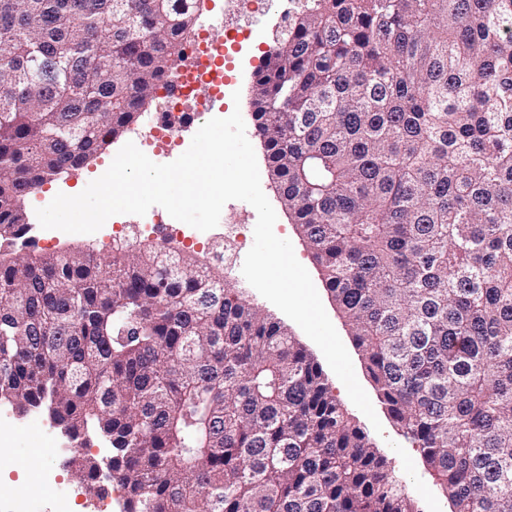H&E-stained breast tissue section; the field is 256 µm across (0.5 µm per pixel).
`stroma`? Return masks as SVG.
<instances>
[{"label": "stroma", "instance_id": "35a3bbf8", "mask_svg": "<svg viewBox=\"0 0 512 512\" xmlns=\"http://www.w3.org/2000/svg\"><path fill=\"white\" fill-rule=\"evenodd\" d=\"M198 23L209 25L212 39L223 38L225 31L237 29L253 30V38L243 41L239 46L230 49L227 63L230 67L228 75L230 83L225 88L221 100L216 101L214 116L227 117L233 109H240L246 125V135L251 142L260 172L261 188L273 206L277 220L274 232L278 237L291 242L297 260L307 269L323 307L345 345L354 367L356 377L361 386H368L369 381L362 367L361 352L355 346L348 326L339 314L330 294L323 289L322 274L314 261L311 251L292 223L284 207L277 185L271 175L264 141L258 134L253 120V86L255 72L264 61V55L273 49L277 35L283 23L279 12L270 11L261 16H252L245 11H229L224 7V0H203L202 8L197 17ZM240 93V102H233V93ZM123 139L113 140L85 166L72 172L68 177L45 183L37 193L26 196L24 208L28 217H35L38 197L53 198L57 193L75 195L85 189L89 182L99 178L107 169L113 158L123 146ZM172 218L160 206L151 207L145 215L119 214L112 216L110 223L95 233L83 235V242L92 244L100 253H108L112 245V227L116 224H153L157 230L152 237L153 242L161 243L168 239L166 230ZM226 283L235 293L251 305L259 308L268 317L279 321L290 335L310 353L317 362H324L325 357L318 346L302 331V329L276 306L265 299L248 282L242 274L229 275ZM325 376L336 397L344 402L348 413L355 418L367 434L374 448L384 455L389 468L406 493L415 499L419 512H449L450 504L441 490L436 486L430 470L423 464L421 455L408 439L399 431L389 417L384 405L374 403L373 408L382 425L381 430H374L368 418L349 401L343 383L333 371H326ZM33 443L29 436L20 435L10 441L0 443V485L9 488H22L30 481L24 468L26 457L32 450ZM41 455L47 467L54 472L56 483L44 495L32 503V512H53V499L67 496L77 502H85L86 495L74 480L67 467V454L53 452L49 446H42Z\"/></svg>", "mask_w": 512, "mask_h": 512}]
</instances>
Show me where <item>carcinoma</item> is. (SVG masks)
<instances>
[{
	"instance_id": "cac0c4a2",
	"label": "carcinoma",
	"mask_w": 512,
	"mask_h": 512,
	"mask_svg": "<svg viewBox=\"0 0 512 512\" xmlns=\"http://www.w3.org/2000/svg\"><path fill=\"white\" fill-rule=\"evenodd\" d=\"M201 0H0V405L123 512H417L319 364L169 241L12 250L151 108ZM256 74L284 205L452 512H512V0H305ZM131 141V134L128 131L119 139L113 140L112 144L106 146L85 166L83 169L72 172L67 178L48 181L43 186L35 189L31 194L27 195L24 200V208L28 215L32 230L42 239L41 242L48 244L54 239L53 229H43L40 227L36 209L39 208L37 203L38 195H42L47 199H53L58 193L62 192L67 195H76L83 191L89 182L99 178L107 169L119 149L127 142ZM29 228V229H30Z\"/></svg>"
}]
</instances>
